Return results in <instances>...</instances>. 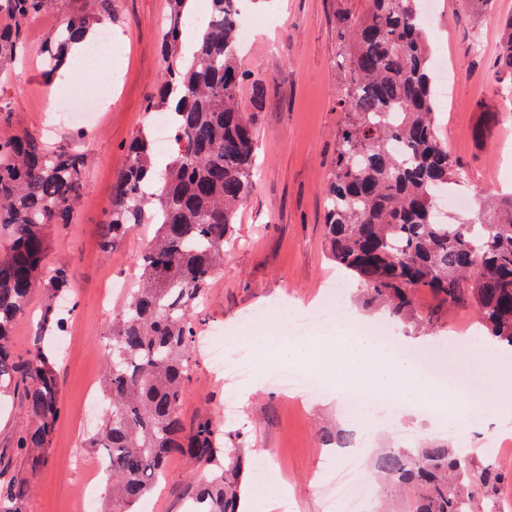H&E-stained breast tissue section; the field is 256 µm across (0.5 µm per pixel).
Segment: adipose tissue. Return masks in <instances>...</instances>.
Returning <instances> with one entry per match:
<instances>
[{"mask_svg":"<svg viewBox=\"0 0 512 512\" xmlns=\"http://www.w3.org/2000/svg\"><path fill=\"white\" fill-rule=\"evenodd\" d=\"M290 344L294 347L335 346V366H322L321 371L335 373L338 387L367 400L389 395L427 405L433 411L446 414L449 423L464 435L470 432L474 415L487 405L486 400L466 391L437 387L431 379L418 373L406 358L411 342L399 336L380 340L369 333L337 338L324 335L294 338Z\"/></svg>","mask_w":512,"mask_h":512,"instance_id":"adipose-tissue-1","label":"adipose tissue"}]
</instances>
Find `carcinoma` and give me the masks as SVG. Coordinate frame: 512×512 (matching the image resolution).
Segmentation results:
<instances>
[{"label":"carcinoma","instance_id":"carcinoma-1","mask_svg":"<svg viewBox=\"0 0 512 512\" xmlns=\"http://www.w3.org/2000/svg\"><path fill=\"white\" fill-rule=\"evenodd\" d=\"M161 38L165 69L146 112L170 114L175 127L169 162L146 124L130 140L112 182L101 246L139 224H155L142 256V287L112 321L104 349L103 421L86 439L104 460L113 512L134 505L181 456L209 469L189 512H240L249 462L225 438L223 423L204 415L188 425L181 414L192 371L195 330L190 311L223 259L239 205L255 184L254 115L238 105L249 70L239 61L241 0H209L198 18L190 0H170ZM367 8L336 11L339 74L332 169L325 185L324 241L336 268L360 287V301L396 323L430 325L416 295L426 288L442 305L474 309L483 339L512 350V193L492 198L454 224L434 217L437 192L461 177L436 121L433 56L419 23L420 0H366ZM53 0H0V66L24 56L28 21ZM94 21L72 16L43 52L45 74L68 65L71 43ZM495 54L496 79L512 95V16ZM76 150L49 146L28 133L0 139V393L17 374L29 382L30 426L16 441L31 470L48 457L60 411L56 355L43 339L64 328L56 298L71 271L47 269L46 230L72 223L84 182ZM50 298L42 309L30 358L11 349L14 325L33 289ZM342 448V430L320 436ZM383 489L414 495L412 512H487L494 490L512 474L478 467L467 451L446 444L388 448L375 459ZM29 484L0 476V512H27Z\"/></svg>","mask_w":512,"mask_h":512}]
</instances>
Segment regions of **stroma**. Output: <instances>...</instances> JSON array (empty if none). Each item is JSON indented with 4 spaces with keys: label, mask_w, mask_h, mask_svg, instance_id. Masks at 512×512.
<instances>
[{
    "label": "stroma",
    "mask_w": 512,
    "mask_h": 512,
    "mask_svg": "<svg viewBox=\"0 0 512 512\" xmlns=\"http://www.w3.org/2000/svg\"><path fill=\"white\" fill-rule=\"evenodd\" d=\"M365 5V0H247L246 14L256 25L243 48L242 64L266 86L265 102L255 112L259 175L238 211L224 262L212 273L204 300L194 311V322L203 339L223 331L227 355L261 352L266 364L261 387L255 391L250 383H237L218 373L206 351L196 349L182 403V415L190 421L202 412L223 418L226 399L237 398L240 417L226 421L225 428L241 430L245 455L265 462L267 469V500L254 501L253 483L245 485L247 512H279L287 493L292 496L288 512H326L314 485L322 481L321 461L331 451L320 446L318 434L338 427L351 432L368 458L387 446L435 438L467 449L476 465L490 461L496 469L512 473V457L492 450L498 437L512 434V415L504 416L496 408L478 414L469 435L452 437L434 426L429 410L386 412L382 401L376 400L357 411L348 407L345 398L321 391L299 402L271 380L273 373L284 368L304 371V361L288 345L294 314L299 308L320 305L323 284L338 276L323 236L324 186L340 119L334 99L336 9L342 6L358 12ZM98 11L99 0H55L51 11L29 22L28 54L0 66V105L6 110L0 137L17 132L41 136V115L50 89L40 50L63 19L93 18ZM167 11L168 0H112L109 26L114 46L123 54L121 64L112 68L101 58L94 60L92 70L75 67L74 78L57 89L61 95L73 90L104 95L99 75L107 70L116 85L100 126L80 137L73 125L61 123L49 140L52 146L80 151L85 174L72 224L48 231L46 263L70 268L74 303L58 350L61 412L48 459L38 471H30L25 456L15 448L18 435L30 423L23 384H12L7 397L0 400V464L7 475L31 482L28 512H75L74 497L82 489H91L98 504L105 496L104 484L90 482L96 454L75 444L74 436L77 429L92 430L99 421L98 416L84 413V398L91 384L102 381L103 340L127 297V288L138 283L140 257L156 227L137 225L111 249H102V205L111 198L128 142L149 121L146 101L164 70L159 42ZM510 15L512 0H493L488 13L464 7L462 0H437L436 13L425 28L433 56L448 60V85L440 90L438 122L449 152L463 171L457 190L480 200L512 193L510 186L492 185L496 167L512 166V115L492 74L500 40L497 20ZM356 294L352 282L336 290L337 305L347 308L357 322L419 339L424 347L436 344L443 358L457 338L454 325L475 319L471 309L448 310L423 289L417 294L420 310H436L437 316L429 333L419 337L383 313L360 307ZM47 297L46 288L34 289L25 314L13 328L12 348L20 359L30 356ZM257 310L265 313L262 327H273L275 346L262 349L239 335L243 318ZM207 477L205 468L173 457L140 508L142 512H186L185 493Z\"/></svg>",
    "instance_id": "stroma-1"
}]
</instances>
